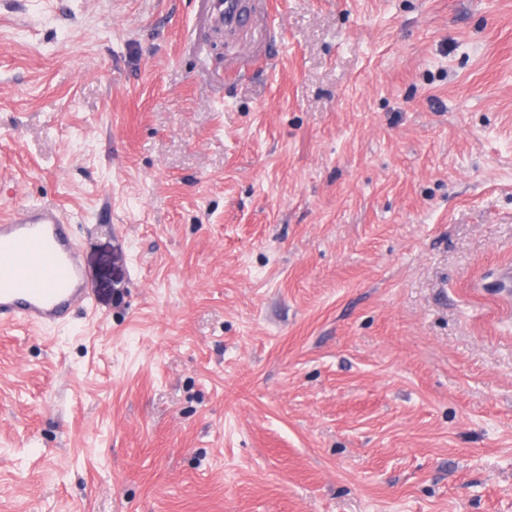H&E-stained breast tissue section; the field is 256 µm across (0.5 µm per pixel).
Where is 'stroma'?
<instances>
[{
  "mask_svg": "<svg viewBox=\"0 0 512 512\" xmlns=\"http://www.w3.org/2000/svg\"><path fill=\"white\" fill-rule=\"evenodd\" d=\"M0 0V512H512V0ZM0 270L1 327L55 325L92 295L71 224L56 209L26 206L0 220Z\"/></svg>",
  "mask_w": 512,
  "mask_h": 512,
  "instance_id": "obj_1",
  "label": "stroma"
}]
</instances>
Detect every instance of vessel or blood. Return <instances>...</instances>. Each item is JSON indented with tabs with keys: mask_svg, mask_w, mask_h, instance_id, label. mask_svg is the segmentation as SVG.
Here are the masks:
<instances>
[{
	"mask_svg": "<svg viewBox=\"0 0 512 512\" xmlns=\"http://www.w3.org/2000/svg\"><path fill=\"white\" fill-rule=\"evenodd\" d=\"M91 288L58 210L26 206L0 220V326H49Z\"/></svg>",
	"mask_w": 512,
	"mask_h": 512,
	"instance_id": "vessel-or-blood-1",
	"label": "vessel or blood"
}]
</instances>
